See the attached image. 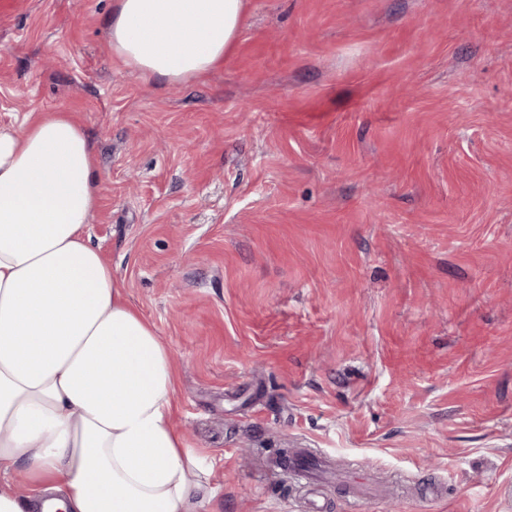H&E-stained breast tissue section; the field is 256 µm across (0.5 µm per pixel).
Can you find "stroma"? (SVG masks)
Segmentation results:
<instances>
[{"instance_id": "obj_1", "label": "stroma", "mask_w": 512, "mask_h": 512, "mask_svg": "<svg viewBox=\"0 0 512 512\" xmlns=\"http://www.w3.org/2000/svg\"><path fill=\"white\" fill-rule=\"evenodd\" d=\"M113 0L0 23V127L76 113L90 240L175 365L201 512H512V0H247L190 87ZM326 459L311 489L279 451Z\"/></svg>"}]
</instances>
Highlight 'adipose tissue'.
Here are the masks:
<instances>
[{
  "label": "adipose tissue",
  "instance_id": "1",
  "mask_svg": "<svg viewBox=\"0 0 512 512\" xmlns=\"http://www.w3.org/2000/svg\"><path fill=\"white\" fill-rule=\"evenodd\" d=\"M247 0H113V57L144 79L221 65ZM101 189L73 112L0 127V512H199L174 369L87 231ZM24 473L25 487L13 476Z\"/></svg>",
  "mask_w": 512,
  "mask_h": 512
}]
</instances>
